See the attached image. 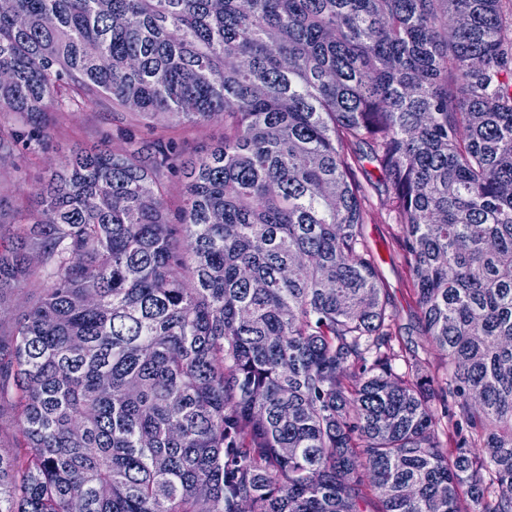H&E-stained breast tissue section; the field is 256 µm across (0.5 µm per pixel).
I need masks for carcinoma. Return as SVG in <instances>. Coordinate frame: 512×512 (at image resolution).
<instances>
[{
  "label": "carcinoma",
  "instance_id": "1",
  "mask_svg": "<svg viewBox=\"0 0 512 512\" xmlns=\"http://www.w3.org/2000/svg\"><path fill=\"white\" fill-rule=\"evenodd\" d=\"M0 70V512H512V0H11ZM50 98L124 146L28 192ZM169 136L174 137L178 141H185L189 147L200 150L214 144L222 135V128L218 124L207 127L191 129H176L168 131ZM369 174L357 172L359 181L367 188L371 204L372 218L363 226V239L371 255L374 256L381 281L389 293L396 313L393 332L394 342L400 355L412 354L415 350L425 359L429 372L435 379H441L446 372L443 359L438 351L428 345L419 323V314L413 300L412 276L404 259L399 238L400 226L392 224L385 210L384 195L368 185L370 179L376 181L379 172L366 166Z\"/></svg>",
  "mask_w": 512,
  "mask_h": 512
}]
</instances>
